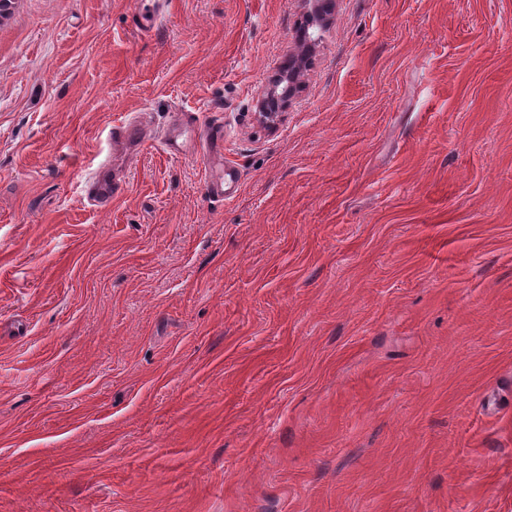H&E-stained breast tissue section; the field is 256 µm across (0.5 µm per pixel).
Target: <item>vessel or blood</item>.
<instances>
[{
    "mask_svg": "<svg viewBox=\"0 0 512 512\" xmlns=\"http://www.w3.org/2000/svg\"><path fill=\"white\" fill-rule=\"evenodd\" d=\"M109 138L115 149L126 150L132 145L143 143L145 134L137 121L111 128ZM205 143L204 163L209 172L207 189L214 196L221 197L232 192L239 185L237 168L224 159V130L216 125H198L195 117H187L176 128L154 135L153 140L168 155L178 156L186 153L194 140ZM120 187L117 178L112 175L110 160L102 159L90 164L83 180V191L90 206L99 210H109L112 199Z\"/></svg>",
    "mask_w": 512,
    "mask_h": 512,
    "instance_id": "1",
    "label": "vessel or blood"
}]
</instances>
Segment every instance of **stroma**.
<instances>
[{
  "mask_svg": "<svg viewBox=\"0 0 512 512\" xmlns=\"http://www.w3.org/2000/svg\"><path fill=\"white\" fill-rule=\"evenodd\" d=\"M310 10L0 21V512H512V0H336L263 118ZM181 112L237 194L149 145L90 208ZM302 58V55L294 58L290 62L288 70L283 72L279 83V86H282L281 92L276 94L274 93L264 100L262 103L263 109L265 110L264 114L271 115L272 113H275L280 106L288 101L299 78L302 66ZM197 138L205 142L204 163L209 172L208 191L216 197H224L239 185L237 168L224 161V128L210 125L199 126L193 116H188L181 126L153 133L149 140L157 142L161 149L170 156H178L190 149ZM109 139L112 141V148L127 151L133 144H142L145 134L136 120L111 128ZM84 176L83 191L86 201L97 210L108 211L112 198L120 188L116 175L112 177V164L107 158L91 163Z\"/></svg>",
  "mask_w": 512,
  "mask_h": 512,
  "instance_id": "35a3bbf8",
  "label": "stroma"
}]
</instances>
